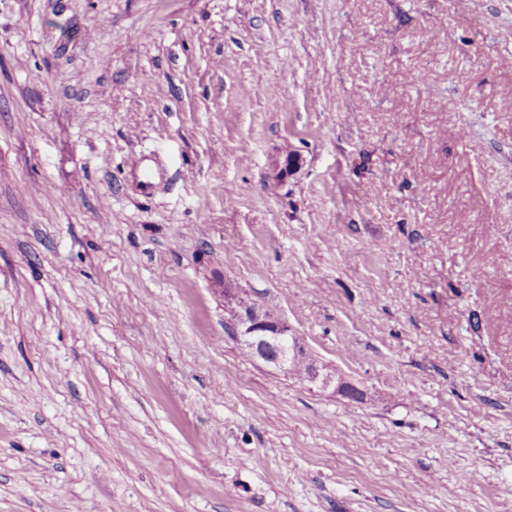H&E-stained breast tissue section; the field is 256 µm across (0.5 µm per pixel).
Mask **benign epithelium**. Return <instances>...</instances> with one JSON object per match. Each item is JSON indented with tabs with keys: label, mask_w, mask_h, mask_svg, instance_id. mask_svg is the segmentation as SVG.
Returning <instances> with one entry per match:
<instances>
[{
	"label": "benign epithelium",
	"mask_w": 512,
	"mask_h": 512,
	"mask_svg": "<svg viewBox=\"0 0 512 512\" xmlns=\"http://www.w3.org/2000/svg\"><path fill=\"white\" fill-rule=\"evenodd\" d=\"M222 292L228 300L224 306L226 324L242 352L285 373L291 371L292 364L301 363L305 367L302 375L304 381L319 383L324 388L333 384L338 394L353 399L362 398V391L344 378L326 374L310 361L298 337L290 334L288 325L263 310L257 300L244 295L237 288L226 287Z\"/></svg>",
	"instance_id": "7a95c632"
}]
</instances>
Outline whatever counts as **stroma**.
Returning a JSON list of instances; mask_svg holds the SVG:
<instances>
[{
	"label": "stroma",
	"instance_id": "obj_1",
	"mask_svg": "<svg viewBox=\"0 0 512 512\" xmlns=\"http://www.w3.org/2000/svg\"><path fill=\"white\" fill-rule=\"evenodd\" d=\"M0 512H512V0H0ZM230 303L224 306L225 319L230 336L241 351L250 358H256L288 374L293 363L305 367L303 381L320 383L323 388L335 381L336 393L362 399V391L344 378L322 372L316 363L308 359L305 348L297 336L290 334L286 323L263 310L259 302L243 295L238 288H220ZM302 366H294L291 375L301 378Z\"/></svg>",
	"mask_w": 512,
	"mask_h": 512
}]
</instances>
